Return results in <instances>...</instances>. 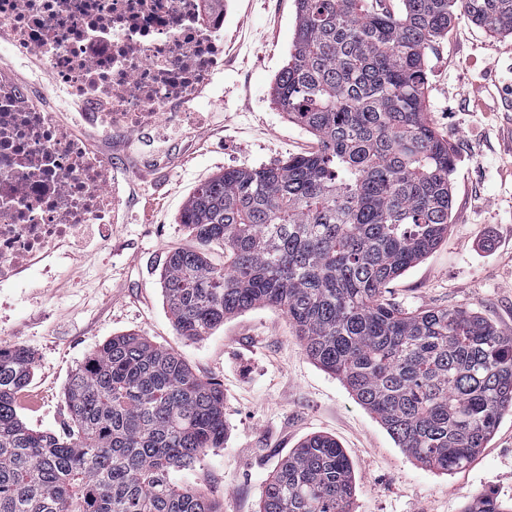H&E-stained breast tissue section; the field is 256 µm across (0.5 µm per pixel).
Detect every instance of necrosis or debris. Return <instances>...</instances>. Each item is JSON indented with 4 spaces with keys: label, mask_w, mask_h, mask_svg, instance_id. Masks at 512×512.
I'll return each mask as SVG.
<instances>
[{
    "label": "necrosis or debris",
    "mask_w": 512,
    "mask_h": 512,
    "mask_svg": "<svg viewBox=\"0 0 512 512\" xmlns=\"http://www.w3.org/2000/svg\"><path fill=\"white\" fill-rule=\"evenodd\" d=\"M224 11L203 0H0V43L44 81L0 63V288L112 206V167L74 137L52 95L102 129L177 118L224 53Z\"/></svg>",
    "instance_id": "4bbe7bcc"
}]
</instances>
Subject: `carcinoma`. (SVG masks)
I'll list each match as a JSON object with an SVG mask.
<instances>
[{"label": "carcinoma", "mask_w": 512, "mask_h": 512, "mask_svg": "<svg viewBox=\"0 0 512 512\" xmlns=\"http://www.w3.org/2000/svg\"><path fill=\"white\" fill-rule=\"evenodd\" d=\"M458 9L512 33V0H296L272 101L318 150L202 184L180 214L197 247L172 251L161 272L177 335L280 309L306 355L442 473L466 466L512 411L511 336L472 311L405 312L384 298L448 237L456 160L426 117V52ZM212 245L224 265L205 257ZM32 376L29 350L0 347V512H222L174 480L225 435L224 389L178 352L105 340L68 381L63 435L18 415ZM354 495L343 449L313 435L267 478L259 512H355ZM463 512H512V500L491 491Z\"/></svg>", "instance_id": "cac0c4a2"}]
</instances>
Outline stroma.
Instances as JSON below:
<instances>
[{"instance_id":"stroma-1","label":"stroma","mask_w":512,"mask_h":512,"mask_svg":"<svg viewBox=\"0 0 512 512\" xmlns=\"http://www.w3.org/2000/svg\"><path fill=\"white\" fill-rule=\"evenodd\" d=\"M224 74L195 100L215 115L154 162L140 142L95 140L112 162V232L82 229L85 247L62 246L26 288L0 290V346L21 345L34 360L18 413L32 429L64 433L70 374L106 339L135 334L174 349L224 389L223 447L208 451L180 481L218 500L224 512H258L268 476L306 437L324 434L344 449L356 479V512H462L485 491L512 499V412L486 448L442 473L408 457L333 374L303 352L287 316L257 307L196 342L177 336L163 305L168 254L192 246L179 222L189 196L228 168L267 166L317 149L315 138L274 105L272 87L288 62L295 0H226ZM426 111L453 147L448 237L391 282L399 309L463 308L512 336V34H493L457 16L427 51Z\"/></svg>"}]
</instances>
